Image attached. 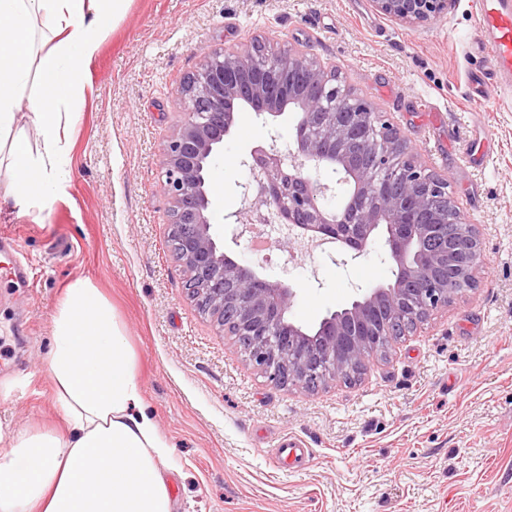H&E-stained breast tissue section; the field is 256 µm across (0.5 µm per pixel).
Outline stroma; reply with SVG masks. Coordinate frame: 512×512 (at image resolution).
Listing matches in <instances>:
<instances>
[{"mask_svg":"<svg viewBox=\"0 0 512 512\" xmlns=\"http://www.w3.org/2000/svg\"><path fill=\"white\" fill-rule=\"evenodd\" d=\"M479 0L410 27L371 0H124L99 33L71 129L64 194L18 214L0 196V232L22 235L23 280L0 274V424L62 429L48 357L65 288L91 281L136 353L144 405L172 448L174 512H512V89L472 101ZM306 51L397 124L419 160L447 178L478 225V288L391 343L351 383L316 391L270 382L232 336L199 312L168 247L165 140L183 117L181 86L206 51L249 44ZM295 112L239 111L212 175L213 220L234 228L249 152L292 134ZM493 152L466 164L473 137ZM237 262L298 288L301 324H318L360 291L392 279L384 238L340 264L339 253L255 255ZM310 457L275 467L279 439Z\"/></svg>","mask_w":512,"mask_h":512,"instance_id":"stroma-1","label":"stroma"}]
</instances>
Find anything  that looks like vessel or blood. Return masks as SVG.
Instances as JSON below:
<instances>
[{"label": "vessel or blood", "mask_w": 512, "mask_h": 512, "mask_svg": "<svg viewBox=\"0 0 512 512\" xmlns=\"http://www.w3.org/2000/svg\"><path fill=\"white\" fill-rule=\"evenodd\" d=\"M475 30L479 76L473 93L486 101L512 82V0H481Z\"/></svg>", "instance_id": "1"}]
</instances>
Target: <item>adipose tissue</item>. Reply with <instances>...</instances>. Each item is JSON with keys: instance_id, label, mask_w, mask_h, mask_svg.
<instances>
[{"instance_id": "ef3b65f1", "label": "adipose tissue", "mask_w": 512, "mask_h": 512, "mask_svg": "<svg viewBox=\"0 0 512 512\" xmlns=\"http://www.w3.org/2000/svg\"><path fill=\"white\" fill-rule=\"evenodd\" d=\"M124 0H0V153L7 196L27 211L63 192L69 130L98 32ZM47 31L34 43L31 15ZM40 91L27 95L29 78ZM29 101L41 149L17 130ZM67 113L45 109V102ZM48 361L63 431L0 426V512H173L169 447L142 406L135 354L112 307L89 280L71 283L52 320Z\"/></svg>"}]
</instances>
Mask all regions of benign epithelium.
I'll return each mask as SVG.
<instances>
[{
    "mask_svg": "<svg viewBox=\"0 0 512 512\" xmlns=\"http://www.w3.org/2000/svg\"><path fill=\"white\" fill-rule=\"evenodd\" d=\"M382 15L409 26L448 12L454 0H372ZM185 118L163 149L168 237L186 274L187 296L239 340L249 361L283 387L318 389L351 381L359 366L383 355L389 337L472 290L485 265L477 225L469 223L448 180L423 168L400 128L342 85L336 69L296 48L269 49L252 41L210 50L182 87ZM298 109L293 137L255 146L241 185L236 234L251 224H294L311 239L366 254L378 230L395 270L391 283L362 293L325 316L315 332L291 309L297 289L265 278L224 252L211 222V164L235 125V112L284 114ZM341 173L343 206H327L335 187L311 170Z\"/></svg>",
    "mask_w": 512,
    "mask_h": 512,
    "instance_id": "1",
    "label": "benign epithelium"
}]
</instances>
